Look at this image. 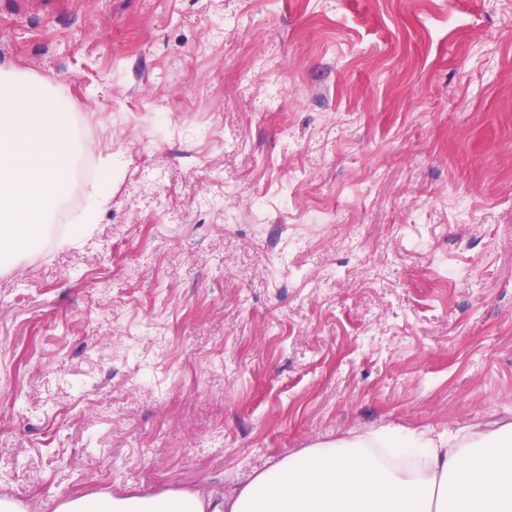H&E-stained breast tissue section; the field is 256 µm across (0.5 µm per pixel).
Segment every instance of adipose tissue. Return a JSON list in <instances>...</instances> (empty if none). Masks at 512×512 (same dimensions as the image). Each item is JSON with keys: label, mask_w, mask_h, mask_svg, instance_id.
Instances as JSON below:
<instances>
[{"label": "adipose tissue", "mask_w": 512, "mask_h": 512, "mask_svg": "<svg viewBox=\"0 0 512 512\" xmlns=\"http://www.w3.org/2000/svg\"><path fill=\"white\" fill-rule=\"evenodd\" d=\"M111 184L107 159L84 187L77 232L96 223ZM385 448L415 450L419 467L390 463ZM55 512H512V421L402 436L367 431L290 454L224 496L204 488L76 494Z\"/></svg>", "instance_id": "adipose-tissue-1"}]
</instances>
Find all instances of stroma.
I'll use <instances>...</instances> for the list:
<instances>
[{
    "label": "stroma",
    "mask_w": 512,
    "mask_h": 512,
    "mask_svg": "<svg viewBox=\"0 0 512 512\" xmlns=\"http://www.w3.org/2000/svg\"><path fill=\"white\" fill-rule=\"evenodd\" d=\"M104 155L0 270V497L229 493L512 416V0H0ZM112 185V157L108 156L102 163L100 171L92 182L84 187L85 204L75 217L76 235L84 232L88 226L97 223L101 207L105 204L109 188Z\"/></svg>",
    "instance_id": "stroma-1"
}]
</instances>
